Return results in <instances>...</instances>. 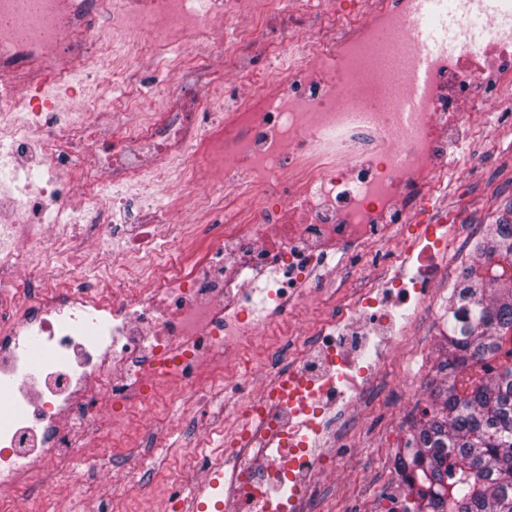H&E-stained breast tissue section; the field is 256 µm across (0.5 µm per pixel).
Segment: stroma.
<instances>
[{"mask_svg": "<svg viewBox=\"0 0 512 512\" xmlns=\"http://www.w3.org/2000/svg\"><path fill=\"white\" fill-rule=\"evenodd\" d=\"M72 79L82 88L84 100L61 97L50 85L43 94L83 119L88 118L90 108H104L125 93L124 88L113 86L110 75L96 67L76 70ZM460 181V188L452 187L439 195L436 206L460 209L459 232L470 250L482 236L484 225L493 223L512 204V128L501 129L490 142L476 147L462 166ZM465 264L462 258L450 260L433 300L417 313L413 336L378 386L373 412L342 423L354 447L344 465L337 467L317 491L316 512H374L376 497L396 488L394 455L410 434L417 407L431 400L439 383L434 366L448 326V298ZM156 417L168 421L172 431L152 450L162 464L153 483L132 490L113 486V471H135L130 446L143 439L147 424ZM189 419L202 423L206 414L174 397L127 414L122 425L124 436L108 465L89 459L72 481L39 487L30 503L32 512H85L84 499L94 488L109 496L115 512H141V503L166 492L170 475L186 465L190 439L182 425Z\"/></svg>", "mask_w": 512, "mask_h": 512, "instance_id": "35a3bbf8", "label": "stroma"}]
</instances>
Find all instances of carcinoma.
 I'll use <instances>...</instances> for the list:
<instances>
[{"mask_svg": "<svg viewBox=\"0 0 512 512\" xmlns=\"http://www.w3.org/2000/svg\"><path fill=\"white\" fill-rule=\"evenodd\" d=\"M448 303L441 387L394 467L402 512H512V206Z\"/></svg>", "mask_w": 512, "mask_h": 512, "instance_id": "obj_1", "label": "carcinoma"}]
</instances>
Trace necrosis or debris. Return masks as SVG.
I'll use <instances>...</instances> for the list:
<instances>
[{"instance_id":"1","label":"necrosis or debris","mask_w":512,"mask_h":512,"mask_svg":"<svg viewBox=\"0 0 512 512\" xmlns=\"http://www.w3.org/2000/svg\"><path fill=\"white\" fill-rule=\"evenodd\" d=\"M450 7L485 39L425 56L423 0H38L33 16L0 0V128L13 132L0 163L48 173L0 185V512H20L30 475L73 471L106 413L217 392L224 512H314L338 455L328 420L371 411L411 334L404 307L430 301L454 249L458 213L417 216L473 144L512 124V0ZM112 38L113 83L175 71L156 108L124 97L90 124L29 96L35 79L64 86L100 62ZM219 85L224 110L204 121ZM172 184L205 223L171 230L157 192ZM162 250L178 263L149 262ZM90 255L124 277L61 280ZM354 257L360 288L346 284ZM312 306L321 316L297 324ZM213 486L190 468L163 512Z\"/></svg>"}]
</instances>
